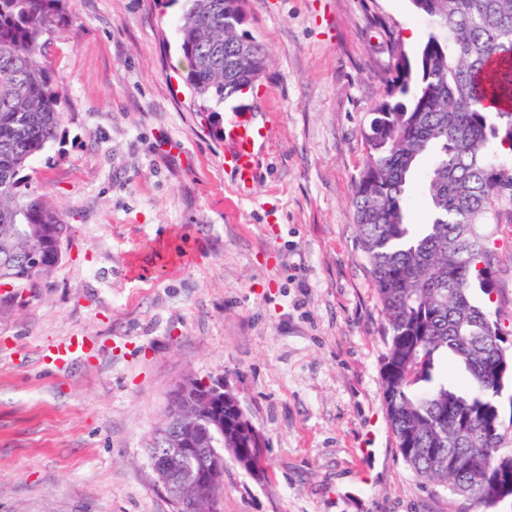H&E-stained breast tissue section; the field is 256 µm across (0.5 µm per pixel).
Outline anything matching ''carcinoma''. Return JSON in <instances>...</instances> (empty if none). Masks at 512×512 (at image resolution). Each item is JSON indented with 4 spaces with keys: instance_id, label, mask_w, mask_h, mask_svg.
<instances>
[{
    "instance_id": "obj_1",
    "label": "carcinoma",
    "mask_w": 512,
    "mask_h": 512,
    "mask_svg": "<svg viewBox=\"0 0 512 512\" xmlns=\"http://www.w3.org/2000/svg\"><path fill=\"white\" fill-rule=\"evenodd\" d=\"M179 19L185 82L224 139L220 107L266 66L261 44L228 70L246 33L235 0H186ZM426 21L414 56L397 51L361 137L365 162L353 183L359 243L385 317L386 413L404 461L491 512L512 495V448L501 398L512 350L501 323L472 300L495 289L494 257L480 226L512 206V0H410ZM71 26L64 0H0V283L34 295L62 262L69 225L45 197L20 190L21 172L56 140L63 112L47 48ZM425 190L427 221L408 222L410 189ZM465 374L460 387L452 370ZM214 440L238 460L256 456L235 406L224 404ZM153 438V466L169 465ZM188 487L175 512H213L224 482ZM212 495L209 501L206 495Z\"/></svg>"
}]
</instances>
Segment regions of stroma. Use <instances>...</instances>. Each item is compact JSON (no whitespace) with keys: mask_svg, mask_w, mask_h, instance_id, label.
<instances>
[{"mask_svg":"<svg viewBox=\"0 0 512 512\" xmlns=\"http://www.w3.org/2000/svg\"><path fill=\"white\" fill-rule=\"evenodd\" d=\"M184 7L65 0L67 119L23 176L71 242L38 298L0 296V512H173L149 442L178 384L217 377L267 442L258 471L225 460L218 512H460L396 447L351 206L381 77L425 21L409 0H247L267 68L220 109L265 134L247 190L182 81ZM481 231L496 288L475 300L512 346V222ZM73 335L91 355L57 367Z\"/></svg>","mask_w":512,"mask_h":512,"instance_id":"stroma-1","label":"stroma"}]
</instances>
